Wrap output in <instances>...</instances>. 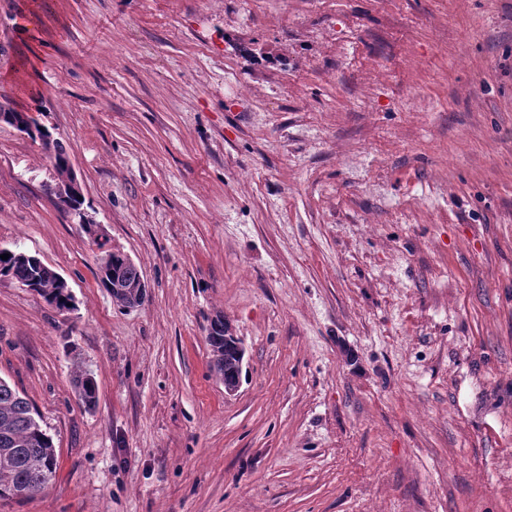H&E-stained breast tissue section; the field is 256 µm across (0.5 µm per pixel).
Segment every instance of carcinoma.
<instances>
[{"label":"carcinoma","mask_w":512,"mask_h":512,"mask_svg":"<svg viewBox=\"0 0 512 512\" xmlns=\"http://www.w3.org/2000/svg\"><path fill=\"white\" fill-rule=\"evenodd\" d=\"M50 132L38 130V139L45 148H53L54 170L60 179L67 172L68 159L58 141H48ZM0 277L8 278L37 293L45 302L59 311L72 306V295L67 285L49 276L35 256L20 258L21 251L1 249ZM140 272L137 267L119 255L112 262L99 268L98 279L107 290L112 282L134 281ZM209 345L217 368L224 374V383H231L240 376L235 348L224 337L214 333L208 335ZM74 389L85 408L96 404V383L87 373L74 379ZM57 468L56 450L52 438L42 429L37 412L28 399L7 381L0 379V499L28 498L38 493L55 477Z\"/></svg>","instance_id":"1"}]
</instances>
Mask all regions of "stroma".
<instances>
[{
  "label": "stroma",
  "mask_w": 512,
  "mask_h": 512,
  "mask_svg": "<svg viewBox=\"0 0 512 512\" xmlns=\"http://www.w3.org/2000/svg\"><path fill=\"white\" fill-rule=\"evenodd\" d=\"M7 99L148 295L0 122V247L74 297L0 279L57 450L0 512H512V0H0ZM38 130V136L32 137L33 140H36L38 138L43 142V145L46 149H50V145L53 146V152H54V170L56 173V179H61L62 176L67 172V164L68 159L65 155L64 149L60 142L55 141L52 139V141H46L44 138H47L51 136L50 132L42 126V129L37 128ZM81 222L85 224L86 227H93L96 231L94 242L96 243L97 249L102 254L100 265L104 266L108 264L112 256V262L109 265L99 267L97 277L100 284L108 290L112 295V299L122 307L135 308L140 306L146 299L148 286L143 276L139 278L141 274L137 267L131 263L132 260L129 257L128 260L130 262L126 261L120 255H112V249L108 247L107 240L97 232L94 221L85 213H83ZM136 279H138L136 282L124 283L127 281H135ZM113 280L122 282L112 284ZM8 253L9 258H0V277L8 278L29 290L36 292L45 302L57 310H69L72 306V295L67 285L49 276L45 266L35 259L36 256L23 251L1 249L0 255ZM26 254L28 258H20ZM221 322H223V320L218 319L211 324L208 341L216 360V366L223 372L224 384H227L232 383L237 377H240L241 372L239 366H242L244 353L241 344L238 345L237 353H235V348L231 342H226L224 341V336H217V334L213 333L215 325ZM74 389L85 408L91 409L95 406L97 388L90 374H78L74 379Z\"/></svg>",
  "instance_id": "stroma-1"
}]
</instances>
